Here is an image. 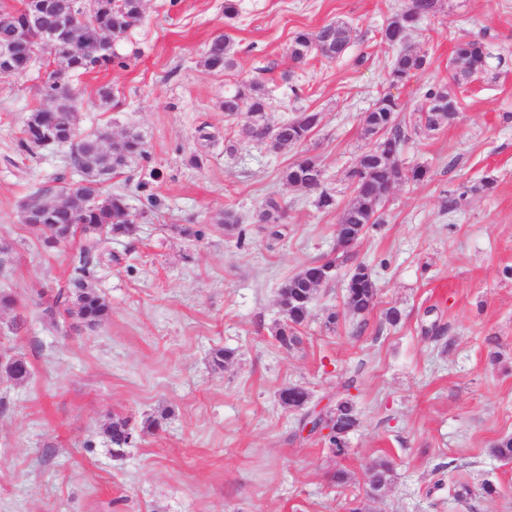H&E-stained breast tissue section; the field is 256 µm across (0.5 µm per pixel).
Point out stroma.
<instances>
[{
  "mask_svg": "<svg viewBox=\"0 0 512 512\" xmlns=\"http://www.w3.org/2000/svg\"><path fill=\"white\" fill-rule=\"evenodd\" d=\"M237 4L228 21L224 0H143L141 23L115 44L125 68L71 79L81 133L135 130L148 150L112 180L138 231L113 240L94 277L112 308L94 330L44 313L42 295L65 284L77 243L44 248L23 222L39 189L60 202L54 177L81 179L69 147L18 149L28 114L50 105L38 92L50 68L0 77V241L14 246L0 268V292L14 299L0 308V360L22 355L32 366L22 384L0 371V512H345L353 499L365 512H512V460L491 452L512 436V0H445L404 41L428 66L395 84L387 74L399 48L381 29L409 0ZM336 20L353 30L342 58L291 60L297 32ZM222 33L237 65L217 72L201 60ZM468 38L485 42L487 67L457 85L453 52ZM252 80L270 93L271 122L322 113L308 148L335 209L282 181L297 149L243 142L225 153L224 91ZM440 84L459 102L456 118L416 129L426 90ZM386 94L402 106V162L429 174L395 185L382 224L353 248L372 271L376 305L350 312L339 268L317 290L299 343L281 348L279 288L332 251L352 198L345 174L370 143L363 114ZM271 197L288 208L278 239L258 221ZM228 210L238 222L226 227ZM183 224L203 237L186 240ZM393 306L395 326L384 317ZM220 348L235 356L218 369ZM351 377L360 424L336 455L322 436L300 434V412L278 394L299 385L326 401ZM164 410L161 430L113 457L110 417L139 425ZM380 460L391 477L370 496L365 473ZM340 469L352 477L343 486L328 479ZM487 482L490 497L479 493ZM461 483L470 497L454 498Z\"/></svg>",
  "mask_w": 512,
  "mask_h": 512,
  "instance_id": "35a3bbf8",
  "label": "stroma"
}]
</instances>
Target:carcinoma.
Returning a JSON list of instances; mask_svg holds the SVG:
<instances>
[{
	"mask_svg": "<svg viewBox=\"0 0 512 512\" xmlns=\"http://www.w3.org/2000/svg\"><path fill=\"white\" fill-rule=\"evenodd\" d=\"M24 8L11 10L0 7V35L15 34L12 57L0 59V77H16L26 74L35 60L31 46L35 34L46 29L55 31L53 48L65 67L52 71L43 81L40 94L55 99L53 110L37 108L23 125L19 139L21 150L31 153L36 149L68 144L72 147L74 165L82 174V185L67 195L59 206H51L44 200L46 191H37L23 210V221L38 235L43 245L55 248L80 235L81 246L74 267V274L66 287L58 288L45 308L52 319L75 314L89 329L105 322L110 306L93 288L95 268L109 240L136 233L137 217L126 203L125 194L112 189V178L122 173L130 162L147 158L145 142L135 133L111 137L105 132L81 135L77 132L76 102L78 95L68 84L71 74L83 75L111 67H125V62L112 51L107 56L98 55L96 48L100 31L107 29L112 37L120 40L142 20L141 0H112V6L92 16L89 24L69 30L59 28V19L69 15L72 0H22ZM442 9V0H410L409 6L393 15L381 31L382 38L399 45L407 34L421 27ZM352 40V29L345 22H331L313 31L295 34L290 57L296 63H304L318 56L332 63L347 50ZM487 47L479 39L461 41L455 49L454 60L464 66L452 74V80L460 83L479 74L487 64ZM203 64L210 70L224 71L235 66L233 43L224 34L214 36L209 42ZM428 64L426 55L402 48L392 61L388 71L391 82H399L411 72L422 70ZM426 105L419 114V125L437 130L447 124L458 112L457 99L448 93L444 85L433 86L425 93ZM270 96L266 88L256 81H242L224 92V114L230 118L245 114L248 122L237 132L242 140L253 141L276 152L285 147L306 143L322 123V113L304 110L292 118L274 125L268 132L267 112ZM400 104L390 95L378 100L365 120V126L385 130L359 157L347 172L353 197L344 208L336 224V235L360 237L368 228L381 223L380 189L392 177L403 183L421 182L428 175V168L421 164L403 166L399 160L403 130L396 123ZM282 180L314 197L319 209L336 207L333 194L324 188V173L318 161L307 153L300 154L282 171ZM284 207L274 198L265 202L261 221L271 225L270 235L281 237L279 224L284 219ZM351 261L347 249H341L325 257L306 263L280 288V304L285 321L275 331L280 346L288 349L299 342L298 328L307 320L311 301L320 286L318 273L331 266L339 267ZM345 289V304L356 315L369 313L377 295V289L369 267L359 262L353 265ZM5 373L18 382L26 381L31 374V364L22 355L10 357L3 365ZM309 393L298 386H287L279 393L280 404L298 410L306 406ZM165 414L143 422L138 429L130 419L122 416L110 418L105 436L112 456H124L133 447L139 432L162 428ZM326 420L331 432L326 435L330 449L344 452L346 438L357 428L359 421L354 404L342 399L335 408L327 411ZM389 463L381 460L368 470L367 485L378 493L388 481Z\"/></svg>",
	"mask_w": 512,
	"mask_h": 512,
	"instance_id": "cac0c4a2",
	"label": "carcinoma"
}]
</instances>
